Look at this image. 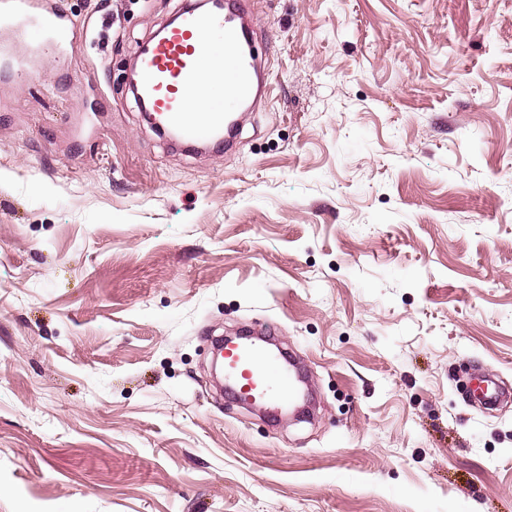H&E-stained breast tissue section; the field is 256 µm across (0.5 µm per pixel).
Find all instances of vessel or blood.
<instances>
[{
  "label": "vessel or blood",
  "mask_w": 512,
  "mask_h": 512,
  "mask_svg": "<svg viewBox=\"0 0 512 512\" xmlns=\"http://www.w3.org/2000/svg\"><path fill=\"white\" fill-rule=\"evenodd\" d=\"M26 21L36 53H59L77 31L66 14L42 0H0V20ZM134 97L180 143L203 145L231 138L236 115L269 92L268 74L255 53L248 0L230 9L182 10L141 46ZM207 102L203 116L186 112L188 100ZM224 384L241 403L275 412L295 401L300 380L286 357L255 341H227Z\"/></svg>",
  "instance_id": "vessel-or-blood-1"
}]
</instances>
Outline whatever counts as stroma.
Masks as SVG:
<instances>
[{"instance_id":"obj_1","label":"stroma","mask_w":512,"mask_h":512,"mask_svg":"<svg viewBox=\"0 0 512 512\" xmlns=\"http://www.w3.org/2000/svg\"><path fill=\"white\" fill-rule=\"evenodd\" d=\"M0 78V512H512V0H250L271 98L170 147L128 89L185 0ZM293 350L312 416L212 379Z\"/></svg>"}]
</instances>
